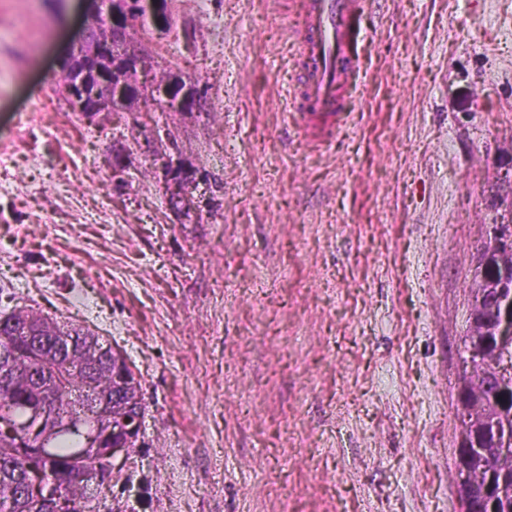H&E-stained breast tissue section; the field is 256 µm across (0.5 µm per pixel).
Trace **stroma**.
<instances>
[{
    "mask_svg": "<svg viewBox=\"0 0 512 512\" xmlns=\"http://www.w3.org/2000/svg\"><path fill=\"white\" fill-rule=\"evenodd\" d=\"M168 2L147 48L203 109L86 116L58 67L86 0H0V304L102 336L145 396L99 512H461L474 257L512 196V0L363 14L355 118L321 150L288 118L289 0Z\"/></svg>",
    "mask_w": 512,
    "mask_h": 512,
    "instance_id": "1",
    "label": "stroma"
}]
</instances>
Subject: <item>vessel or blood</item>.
Segmentation results:
<instances>
[{
	"mask_svg": "<svg viewBox=\"0 0 512 512\" xmlns=\"http://www.w3.org/2000/svg\"><path fill=\"white\" fill-rule=\"evenodd\" d=\"M372 7L371 0H299L289 118L309 143L332 146L353 118L352 90L363 71L354 20Z\"/></svg>",
	"mask_w": 512,
	"mask_h": 512,
	"instance_id": "b4317fda",
	"label": "vessel or blood"
}]
</instances>
